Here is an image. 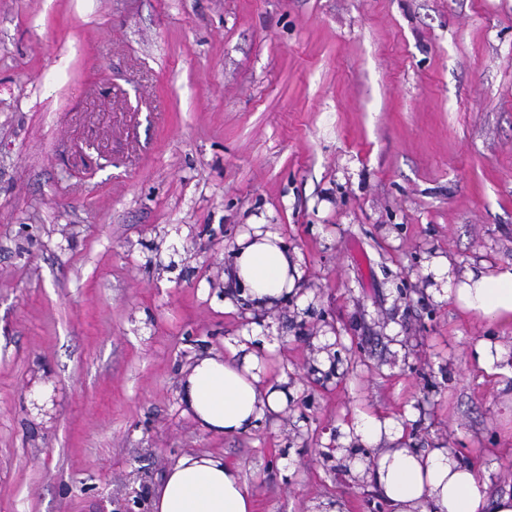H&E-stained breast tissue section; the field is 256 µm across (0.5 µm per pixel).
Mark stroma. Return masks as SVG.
Masks as SVG:
<instances>
[{
    "label": "stroma",
    "mask_w": 512,
    "mask_h": 512,
    "mask_svg": "<svg viewBox=\"0 0 512 512\" xmlns=\"http://www.w3.org/2000/svg\"><path fill=\"white\" fill-rule=\"evenodd\" d=\"M254 224L301 257L269 310L229 273ZM437 258L512 263V0H0V512H152L187 454L257 512H375L361 414L512 486V372L473 357L512 321ZM256 325L293 399L200 430L185 371Z\"/></svg>",
    "instance_id": "1"
}]
</instances>
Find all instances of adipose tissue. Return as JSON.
Instances as JSON below:
<instances>
[{
    "instance_id": "ef3b65f1",
    "label": "adipose tissue",
    "mask_w": 512,
    "mask_h": 512,
    "mask_svg": "<svg viewBox=\"0 0 512 512\" xmlns=\"http://www.w3.org/2000/svg\"><path fill=\"white\" fill-rule=\"evenodd\" d=\"M230 275L256 308L269 309L293 292L298 258L277 232L257 224L240 237ZM446 294L462 310L512 320V265L494 273L468 271ZM239 351L232 342L224 354L197 359L181 381L182 400L202 431L246 433L288 403L293 389L287 377L267 379L264 362ZM353 434L379 448L369 477L390 512H512V491L490 494L487 477L449 457L447 449L383 447V439L396 434L392 420L360 416ZM152 512H256V497L239 468L223 456L188 454L157 487Z\"/></svg>"
}]
</instances>
